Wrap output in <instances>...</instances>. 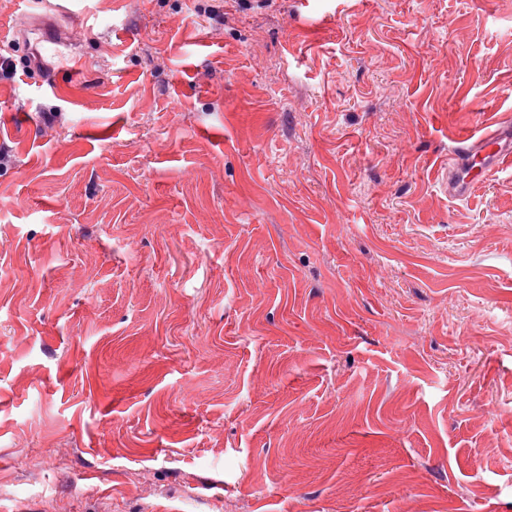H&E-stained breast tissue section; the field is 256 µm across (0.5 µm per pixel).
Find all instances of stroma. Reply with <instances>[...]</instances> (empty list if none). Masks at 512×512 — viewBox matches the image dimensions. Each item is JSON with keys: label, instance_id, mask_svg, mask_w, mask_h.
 <instances>
[{"label": "stroma", "instance_id": "stroma-1", "mask_svg": "<svg viewBox=\"0 0 512 512\" xmlns=\"http://www.w3.org/2000/svg\"><path fill=\"white\" fill-rule=\"evenodd\" d=\"M65 5L0 0V512H512V167L446 187L512 0Z\"/></svg>", "mask_w": 512, "mask_h": 512}]
</instances>
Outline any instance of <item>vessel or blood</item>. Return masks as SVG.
<instances>
[{
	"mask_svg": "<svg viewBox=\"0 0 512 512\" xmlns=\"http://www.w3.org/2000/svg\"><path fill=\"white\" fill-rule=\"evenodd\" d=\"M512 163V124L497 122L494 130L457 146L448 166V195L462 200L503 163Z\"/></svg>",
	"mask_w": 512,
	"mask_h": 512,
	"instance_id": "1",
	"label": "vessel or blood"
}]
</instances>
